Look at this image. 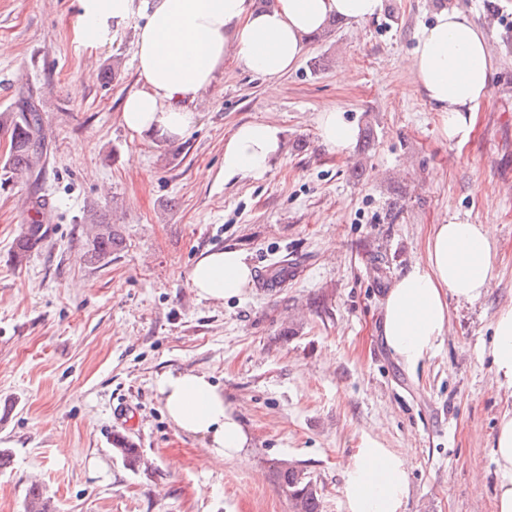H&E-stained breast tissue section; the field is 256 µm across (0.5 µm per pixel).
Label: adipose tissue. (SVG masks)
<instances>
[{"label": "adipose tissue", "mask_w": 512, "mask_h": 512, "mask_svg": "<svg viewBox=\"0 0 512 512\" xmlns=\"http://www.w3.org/2000/svg\"><path fill=\"white\" fill-rule=\"evenodd\" d=\"M145 22L134 47L139 88L122 103L120 120L131 137L157 134L181 139L196 119L203 90L233 58L262 76L269 91L295 67L309 36L329 22L365 23L378 17L384 0H276L255 9L252 0H144ZM134 0H79L78 32L92 45L104 43L113 26L134 11ZM412 65L419 87L441 118L449 141L462 143L472 116L489 95L492 61L482 29L468 13L439 11L416 36ZM321 142L336 154L349 153L359 137L356 123L338 107L316 119ZM282 149L278 125L247 122L224 143V174L262 177ZM425 262L397 279L384 303L382 335L405 365L414 367L439 347L450 322V300L473 302L487 294L497 252L491 227L466 221L434 225ZM253 271L236 249L204 254L191 269V288L204 299L241 297ZM490 355L497 382L512 386V305L499 310ZM156 390L171 422L182 432L208 439L212 458L228 460L248 447L250 436L223 390L204 373H167ZM494 460L501 476L496 512H512V412L497 425ZM409 493L404 459L370 442L345 469L347 512H400Z\"/></svg>", "instance_id": "1"}]
</instances>
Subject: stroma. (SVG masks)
Returning <instances> with one entry per match:
<instances>
[{"label":"stroma","mask_w":512,"mask_h":512,"mask_svg":"<svg viewBox=\"0 0 512 512\" xmlns=\"http://www.w3.org/2000/svg\"><path fill=\"white\" fill-rule=\"evenodd\" d=\"M463 6L485 33L490 96L463 144L448 142L418 87L412 50L441 7ZM78 0H0V113L31 94L48 147L35 178L0 187V512H23L39 477L50 512H291L275 462L299 463L321 512H346L344 469L364 442L401 455V512H495L492 449L512 411L487 352L512 305V0H385L378 19L336 22L313 39L276 93L228 60L178 143L131 137L120 122L137 87L142 11L92 46ZM360 129L346 155L322 145L318 112ZM283 131L259 179H225L224 142L245 122ZM50 199L42 247L22 266L14 239ZM124 238L109 264L85 256L89 210ZM488 224L494 281L451 302L441 346L416 368L381 332L396 279L426 258L433 225ZM240 250L252 268L287 259L299 276L237 299L199 298L188 275L206 252ZM210 375L251 435L211 459L175 427L155 382ZM139 448L128 470L115 433Z\"/></svg>","instance_id":"obj_1"}]
</instances>
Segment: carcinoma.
<instances>
[{
	"label": "carcinoma",
	"mask_w": 512,
	"mask_h": 512,
	"mask_svg": "<svg viewBox=\"0 0 512 512\" xmlns=\"http://www.w3.org/2000/svg\"><path fill=\"white\" fill-rule=\"evenodd\" d=\"M19 116L0 115V127L10 131L11 149L0 165V180L9 182L32 171L38 152L46 146L44 118L30 98L18 101ZM85 223L93 224L96 231L88 237L87 256L92 265H105L112 259V252L121 245V238L106 216L89 212ZM47 228L40 220H30L22 225L12 253L11 261L23 265L44 241ZM114 451L124 466L135 471L141 464L140 452L129 441L113 438ZM279 485L290 502L292 512H320V495L316 484L304 469L281 461L275 466Z\"/></svg>",
	"instance_id": "obj_1"
}]
</instances>
